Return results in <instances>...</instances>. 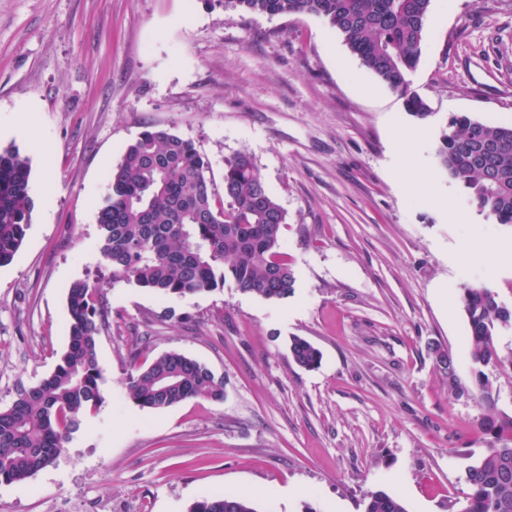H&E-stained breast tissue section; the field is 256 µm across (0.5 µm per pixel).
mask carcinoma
Segmentation results:
<instances>
[{
    "label": "carcinoma",
    "mask_w": 512,
    "mask_h": 512,
    "mask_svg": "<svg viewBox=\"0 0 512 512\" xmlns=\"http://www.w3.org/2000/svg\"><path fill=\"white\" fill-rule=\"evenodd\" d=\"M226 9L268 16L311 15L326 20L362 65L397 92L417 122L429 105L409 91L407 75L421 56L431 0H216ZM440 172L455 181L500 224H512V126L452 116L435 148ZM30 159L13 145L0 147V266L9 264L25 238L33 199ZM209 163L194 142L149 127L130 143L109 175V193L97 214L100 255L112 282L126 281L163 296L210 292L229 281L241 293L283 299L295 277L281 251L286 213L267 192L251 157L239 153L224 163V199L208 177ZM470 339L474 395L486 413L479 425L489 452L468 467L469 492L458 512H512V415L496 411L485 372L504 363L502 330L512 329V308L486 285L461 298ZM68 346L54 371L32 387H20L0 410V483L21 482L51 464L87 414L103 402L98 337L106 324L101 288L79 280L68 294ZM289 352L311 370L321 352L301 337ZM131 352L128 391L142 408L165 409L188 399L221 401L224 379L178 352L147 365ZM436 364L457 391L451 354L436 352ZM189 512H258L252 498L236 492L205 496ZM364 512H407L397 496L371 493Z\"/></svg>",
    "instance_id": "obj_1"
}]
</instances>
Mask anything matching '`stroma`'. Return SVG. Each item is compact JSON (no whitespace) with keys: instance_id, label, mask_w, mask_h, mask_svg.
Returning <instances> with one entry per match:
<instances>
[{"instance_id":"obj_1","label":"stroma","mask_w":512,"mask_h":512,"mask_svg":"<svg viewBox=\"0 0 512 512\" xmlns=\"http://www.w3.org/2000/svg\"><path fill=\"white\" fill-rule=\"evenodd\" d=\"M409 88L418 123L336 30L216 0H0V136L30 159L31 224L0 267V409L54 371L67 296L95 281L107 177L148 126L192 139L216 192L248 153L286 212L294 276L282 300L232 286L185 297L103 282L104 401L56 460L0 484V512H188L257 489L260 512H364L370 492L408 512H457L490 442L471 387L465 287L512 306V224L434 168L448 118L512 123V0H431ZM322 353L297 366L292 337ZM176 351L224 380L220 401L165 409L129 396V350Z\"/></svg>"}]
</instances>
